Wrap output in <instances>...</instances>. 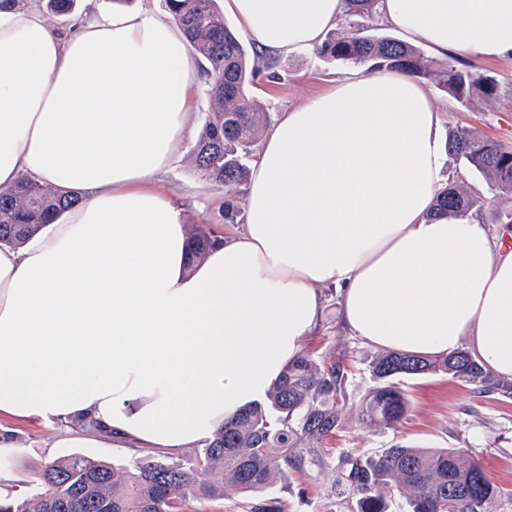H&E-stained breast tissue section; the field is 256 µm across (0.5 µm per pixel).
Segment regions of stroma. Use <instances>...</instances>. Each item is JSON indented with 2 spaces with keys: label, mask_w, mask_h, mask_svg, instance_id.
<instances>
[{
  "label": "stroma",
  "mask_w": 512,
  "mask_h": 512,
  "mask_svg": "<svg viewBox=\"0 0 512 512\" xmlns=\"http://www.w3.org/2000/svg\"><path fill=\"white\" fill-rule=\"evenodd\" d=\"M473 66L487 70L504 89L494 100L464 108L432 82L424 87L444 114L445 131L466 129L471 133L512 144V59L476 58ZM281 78L260 81L250 89L266 113L267 126H274L283 112L305 103L346 72V65L328 63L315 54L301 51L279 60ZM210 102L204 89H197L188 117L186 150L160 177V187L180 208L187 225L211 228L226 237L242 230L246 217L235 223L224 220V186L201 178L190 151L197 142ZM449 181L477 200L476 210L483 223L512 227V195L490 191L483 176L463 161L450 160ZM322 327L309 341L306 351L321 356L330 350L347 353L352 367L345 387L346 405L351 409L375 388L368 362L378 353L362 343L336 320L335 292H327ZM396 386L411 401L409 415L396 428L369 427L346 414L335 437L321 448L317 460L303 467L285 468L272 493L285 512H356L359 494L349 487L346 475L352 462L366 461L396 444L420 448H458L475 459L489 480L503 489L496 512H512V397L479 394L473 387L448 375L399 376ZM0 431L12 432L18 442L12 451L17 459L13 470L0 471V483L13 484L25 470L45 458L65 456L73 438L66 423L0 420Z\"/></svg>",
  "instance_id": "35a3bbf8"
}]
</instances>
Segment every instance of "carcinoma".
<instances>
[{
  "mask_svg": "<svg viewBox=\"0 0 512 512\" xmlns=\"http://www.w3.org/2000/svg\"><path fill=\"white\" fill-rule=\"evenodd\" d=\"M190 46L206 62L205 92L210 101L203 131L192 151L197 172L224 184V220L236 218L237 187L249 176L256 132L266 114L249 95L259 79H277L274 65L249 50L224 23L215 0H164ZM376 0H346L344 21L373 11ZM318 57L371 68H387L429 80L461 106L498 97L497 79L469 66L438 67L416 47L391 36L360 30L330 36ZM449 153L481 174L490 189L512 194V147L483 140L468 131L448 137ZM79 201L77 194L47 184L22 181L0 190V243L18 246L40 226ZM476 200L453 186L438 194L435 214L466 212ZM190 262L203 260L219 239L202 226L189 229ZM349 363L344 353L318 359L308 353L289 363L266 398L239 410L206 440L190 463L144 456L119 476L108 464L74 453L31 468L29 479L41 491L27 496L0 494V512H182L190 500L212 501L235 492L248 498L249 512H284L269 496L282 465L304 466L336 434L346 413ZM378 382L359 405L362 423L394 428L411 410L406 393L392 383L399 375L444 373L474 386L479 394L512 396V382L494 377L467 351L447 357L385 352L370 362ZM348 480L361 490L357 512H387L386 494L404 497L408 512H494L503 490L482 467L457 448L395 445L352 466Z\"/></svg>",
  "mask_w": 512,
  "mask_h": 512,
  "instance_id": "obj_1",
  "label": "carcinoma"
}]
</instances>
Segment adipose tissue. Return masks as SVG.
<instances>
[{"label":"adipose tissue","instance_id":"adipose-tissue-1","mask_svg":"<svg viewBox=\"0 0 512 512\" xmlns=\"http://www.w3.org/2000/svg\"><path fill=\"white\" fill-rule=\"evenodd\" d=\"M240 34L316 50L344 0H222ZM405 41L512 58V0H379ZM199 72L180 27L141 5L48 25L0 8V189L80 202L0 244V418L97 424L87 437L179 452L263 399L319 329L325 289L373 347L466 349L512 380V247L475 213L430 212L447 181L439 108L394 70L351 71L265 135L246 224L189 264L156 185L184 148Z\"/></svg>","mask_w":512,"mask_h":512}]
</instances>
